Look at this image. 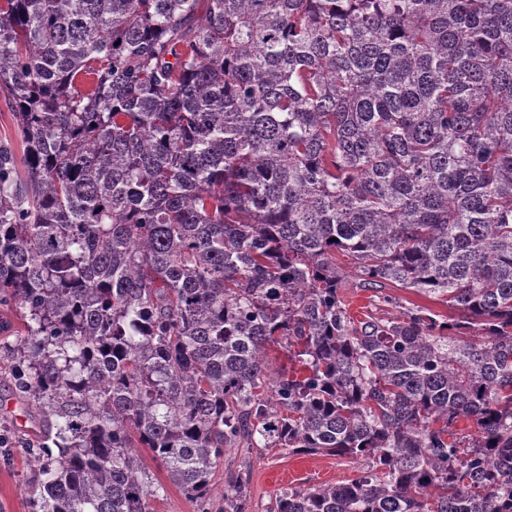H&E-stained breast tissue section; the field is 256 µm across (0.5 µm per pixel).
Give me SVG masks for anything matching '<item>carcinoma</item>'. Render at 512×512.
I'll list each match as a JSON object with an SVG mask.
<instances>
[{
	"instance_id": "carcinoma-1",
	"label": "carcinoma",
	"mask_w": 512,
	"mask_h": 512,
	"mask_svg": "<svg viewBox=\"0 0 512 512\" xmlns=\"http://www.w3.org/2000/svg\"><path fill=\"white\" fill-rule=\"evenodd\" d=\"M0 94L33 512H150L139 448L202 506L281 448L365 468L273 512H512V0H0ZM11 107L3 96H0V142L2 144H9L20 162L22 159V148L20 141L17 138L12 115ZM346 286L350 288H344L343 293L350 303V313L357 317H363V313L370 311L371 308H373L370 305L369 299V296L372 294V292L360 291L359 288H351L350 282H346ZM391 293L400 299L402 307H412V304H415L427 307L445 316L452 314V311L448 309V304L439 298L428 297L412 290L399 288H392Z\"/></svg>"
}]
</instances>
